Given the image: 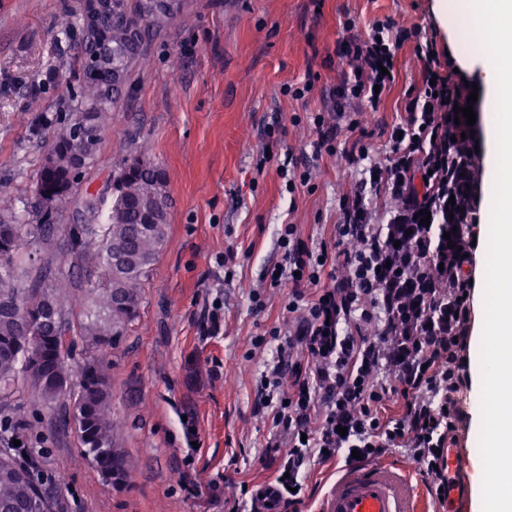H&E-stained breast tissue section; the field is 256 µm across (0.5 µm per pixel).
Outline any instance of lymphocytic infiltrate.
Wrapping results in <instances>:
<instances>
[{
	"mask_svg": "<svg viewBox=\"0 0 512 512\" xmlns=\"http://www.w3.org/2000/svg\"><path fill=\"white\" fill-rule=\"evenodd\" d=\"M390 19L375 20L366 36L346 38L343 51L355 66L338 85L335 122L316 114L312 161L336 155L348 163L367 158L368 149L353 139L337 148L341 134H355L360 121L347 112L350 101L379 108L384 90L394 82L395 50L403 41ZM418 97L405 106L402 135L394 139L389 165L371 164L359 180L361 190L344 204L343 220L334 227L343 251L326 242H306L294 224L281 225L277 244L282 259L268 271L270 287L288 288L285 309L297 320L293 332L259 336L255 345L278 340L275 361L262 371L258 391L274 407V438L268 446L283 458L285 479L265 491H252L262 512H283L300 495L299 476L311 459L352 462L378 458L402 448L420 466L432 495L451 490L444 451L464 416L459 394L465 381L464 350L471 320L470 299L463 289L448 291L454 316L448 319V356L434 350H406V337L392 335V317L401 305V283L384 277L389 254L378 227L364 223L365 186L408 179L413 169L405 158L419 154L433 136L441 112L448 109L447 75L427 68ZM343 269L340 278L330 270Z\"/></svg>",
	"mask_w": 512,
	"mask_h": 512,
	"instance_id": "f902f5d3",
	"label": "lymphocytic infiltrate"
}]
</instances>
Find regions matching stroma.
I'll return each instance as SVG.
<instances>
[{
    "label": "stroma",
    "instance_id": "35a3bbf8",
    "mask_svg": "<svg viewBox=\"0 0 512 512\" xmlns=\"http://www.w3.org/2000/svg\"><path fill=\"white\" fill-rule=\"evenodd\" d=\"M434 0H184L156 36L149 62L134 66L125 91L103 122L92 164L70 199L45 209L38 170L79 96L68 90L81 51L78 0H0V216L29 223L50 216L57 230L33 248L36 263L71 262L69 229L85 219L86 193L112 195V177L130 156L162 167L171 198L168 241L142 286L138 316L125 336L98 350L121 420L115 435L134 478L114 483L85 458L71 425L55 411L24 410L20 426L39 471L58 490L56 512H251L241 485L269 483L281 458L256 381L276 341L254 346L272 327L287 328L284 288L266 289V308L250 293L281 258L279 225L303 238L330 240L359 176L342 156L315 162L308 186L288 192L279 170L302 157L316 137L314 113L330 112L332 92L350 65L349 34L366 35L390 18L407 37L395 56L396 79L378 111L351 102L371 157L385 162L390 135L421 88L428 63L417 44L433 42L442 73H453L449 17ZM314 77L302 101L288 84ZM274 137L266 131L272 123ZM232 253L229 267L217 256ZM224 314L211 324L213 300ZM465 418L456 447L470 465L463 512H475L482 481L478 393H463ZM335 462L309 465L308 486L287 512H315L336 478Z\"/></svg>",
    "mask_w": 512,
    "mask_h": 512
}]
</instances>
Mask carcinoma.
Wrapping results in <instances>:
<instances>
[{
  "mask_svg": "<svg viewBox=\"0 0 512 512\" xmlns=\"http://www.w3.org/2000/svg\"><path fill=\"white\" fill-rule=\"evenodd\" d=\"M126 10L140 22L144 42L133 49L130 21L104 17L94 39H82L77 63L80 106L57 133L51 150L52 167L41 165L38 179L44 184L42 202L62 186L72 190L77 178L96 155L101 133L80 132L79 113L88 109L104 116L102 90L118 70L128 79L132 65L146 58L149 42L169 24L171 17L140 16L139 0H126ZM466 137H461V134ZM456 141H451V138ZM425 173L399 195L379 189L376 206L387 217L385 235L394 257L417 253L415 263L390 271L405 281V300L393 317L391 332L401 335L403 325L420 320L424 328L434 324L448 328V289L465 287L466 263L455 271L439 269L448 263L457 244L468 232V215L479 187L480 168L471 138V128L443 121L433 138L430 154L420 156ZM433 174H428V171ZM167 178L157 165L131 157L113 177L112 200L87 194L83 209L94 217L108 207L104 224H75L70 228L69 265L44 263L19 272L16 256L24 241L46 243L55 225L19 224L6 216L0 219V396L16 398L14 414L31 402L52 405L66 399L62 417L73 425L76 438L102 472H112L121 481L128 478L125 451L114 442L110 383L102 363L86 358L76 381L69 360L77 342L104 348L124 335L137 316L141 288L167 239L169 195ZM455 204L448 205L450 196ZM431 212L430 225L420 223L421 210ZM454 217H449V214ZM458 231H452L453 227ZM450 233V239L443 233ZM401 245L394 247V242ZM90 268L97 281H87L85 305L66 308V286L72 284L74 269ZM15 422L9 415L0 419V512H20L35 503L52 512L53 502L30 466L20 462L11 446Z\"/></svg>",
  "mask_w": 512,
  "mask_h": 512,
  "instance_id": "obj_1",
  "label": "carcinoma"
}]
</instances>
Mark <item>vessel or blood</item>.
Returning <instances> with one entry per match:
<instances>
[{
	"instance_id": "b4317fda",
	"label": "vessel or blood",
	"mask_w": 512,
	"mask_h": 512,
	"mask_svg": "<svg viewBox=\"0 0 512 512\" xmlns=\"http://www.w3.org/2000/svg\"><path fill=\"white\" fill-rule=\"evenodd\" d=\"M398 465L376 462L343 469L318 512H421Z\"/></svg>"
}]
</instances>
